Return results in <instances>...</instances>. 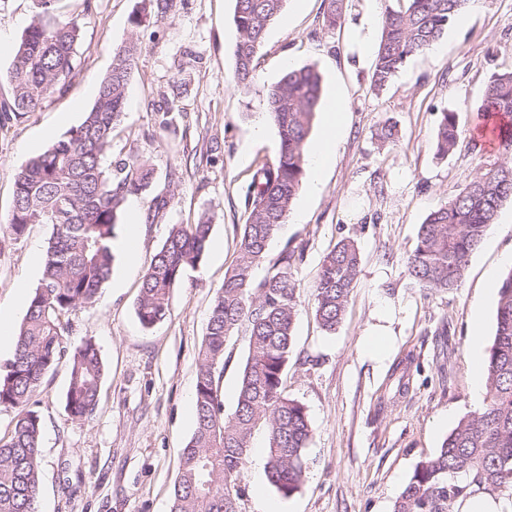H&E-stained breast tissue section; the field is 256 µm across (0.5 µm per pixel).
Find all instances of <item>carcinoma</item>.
<instances>
[{
    "instance_id": "1",
    "label": "carcinoma",
    "mask_w": 512,
    "mask_h": 512,
    "mask_svg": "<svg viewBox=\"0 0 512 512\" xmlns=\"http://www.w3.org/2000/svg\"><path fill=\"white\" fill-rule=\"evenodd\" d=\"M56 2L35 0L31 23L14 47L6 74L8 95L0 102V119L5 122L38 111L49 96L66 89L75 70L79 30L57 18ZM285 2L235 0L234 77L241 87H249L255 78L267 30ZM466 3L402 0L399 8L386 11L373 63V87H386L407 60L440 40ZM139 45L133 35L113 49L112 68L83 121L32 156L15 175L9 235L20 239L30 224H49L52 234L39 285L16 336L14 360L0 375V408L16 411L12 435L0 444V512H35L41 422L29 404L46 374L67 359L68 415L86 420L97 406L104 376L102 355L91 339L68 344L69 315L98 302L112 274L118 218L127 200L147 193L154 181L153 168L136 155L103 164L112 153L113 132L124 114ZM320 97V76L311 67L288 70L267 90L266 111L277 129L279 151L253 176L237 257L212 301L198 353L195 426L181 455L171 512H239V476L259 430L267 438L270 484L285 498L303 484L312 427L305 407L288 396L284 383L295 358V282L301 255L283 250L259 282L254 281V271L265 260L301 189ZM482 112L512 116V72L492 77ZM456 144L455 115L444 112L435 132L437 155L447 156ZM508 198L512 164L481 168L454 199L420 225L407 261L409 276L423 288L457 287L468 257ZM211 231L206 212L193 224L173 226L142 279L136 316L143 327L167 317L173 288L186 268L203 261ZM359 265V248L350 240L325 255L314 285L315 314L324 330L334 331L341 322ZM242 324L249 332L247 352L236 406L226 415L219 382L227 341ZM486 371L484 407L461 419L437 454L416 467L392 512H455L459 501L477 491L512 497V271L498 291Z\"/></svg>"
}]
</instances>
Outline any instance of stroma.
Returning a JSON list of instances; mask_svg holds the SVG:
<instances>
[{
    "mask_svg": "<svg viewBox=\"0 0 512 512\" xmlns=\"http://www.w3.org/2000/svg\"><path fill=\"white\" fill-rule=\"evenodd\" d=\"M395 4L343 0L340 19L329 26L323 0H286L267 32L257 76L244 89L234 80L235 0H176L166 14L154 0H57L58 19L79 28L74 77L38 112L0 127V307L12 306L19 284L38 286L31 258L45 253L52 233L50 225L32 224L20 239L6 234L14 175L31 157L32 140L48 147L82 122L112 66L113 47L134 34L140 53L114 150L147 159L155 171L152 194L171 202L148 224L152 195L135 198V212H123L115 228L123 237L131 217H141L135 259L116 252L99 303L71 315L69 343L94 339L105 362L94 414L68 417L65 360L31 402L43 427L38 512H170L194 429L196 365L211 303L237 255L252 176L279 148L266 92L291 68L309 66L321 78L311 142L322 139L331 105L342 110V124L317 190L301 187L254 277L263 279L284 248L303 256L294 329L300 360L289 366L286 386L304 405L313 434L305 481L289 498L280 497L264 468L246 461L240 512H259L263 497L282 501L286 512H392L416 467L462 418L482 409L472 352L492 346L496 282L508 270L501 257L512 252V228L486 235L456 288L420 287L406 266L428 214L482 166L512 161V147L479 133L489 80L512 72V0H482L467 24L451 22L444 38L376 90L371 73L382 26L365 21ZM445 112L456 117L458 140L442 158L434 132ZM386 126L394 137L383 142L378 135ZM205 210L222 256L186 269L166 319L142 328L135 307L153 256L173 225L193 223ZM347 239L361 263L343 319L329 335L315 317L314 284L326 253ZM378 335L389 338L382 358L366 347ZM247 336L242 326L227 342L220 388L228 412Z\"/></svg>",
    "mask_w": 512,
    "mask_h": 512,
    "instance_id": "obj_1",
    "label": "stroma"
}]
</instances>
